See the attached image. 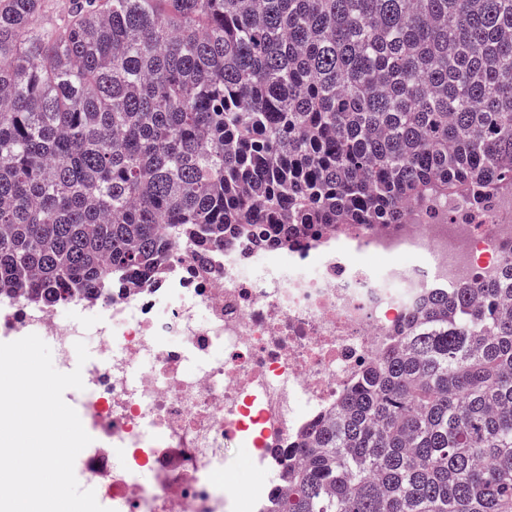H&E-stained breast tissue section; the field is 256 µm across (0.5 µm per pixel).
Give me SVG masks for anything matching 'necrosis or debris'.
I'll return each mask as SVG.
<instances>
[{
  "instance_id": "obj_1",
  "label": "necrosis or debris",
  "mask_w": 512,
  "mask_h": 512,
  "mask_svg": "<svg viewBox=\"0 0 512 512\" xmlns=\"http://www.w3.org/2000/svg\"><path fill=\"white\" fill-rule=\"evenodd\" d=\"M511 264L512 197L477 213L451 195L414 206L404 224H353L285 248H184L155 277L62 305L0 294V342L38 335L66 373L76 342L96 334L84 387L69 395L93 438L77 471L111 512H265L294 437L415 301ZM232 443L251 451L250 483L224 468Z\"/></svg>"
}]
</instances>
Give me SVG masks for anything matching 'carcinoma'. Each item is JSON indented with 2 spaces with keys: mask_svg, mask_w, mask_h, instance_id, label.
Wrapping results in <instances>:
<instances>
[{
  "mask_svg": "<svg viewBox=\"0 0 512 512\" xmlns=\"http://www.w3.org/2000/svg\"><path fill=\"white\" fill-rule=\"evenodd\" d=\"M0 0V291L512 192V0ZM269 512H512V266L426 294Z\"/></svg>",
  "mask_w": 512,
  "mask_h": 512,
  "instance_id": "1",
  "label": "carcinoma"
}]
</instances>
